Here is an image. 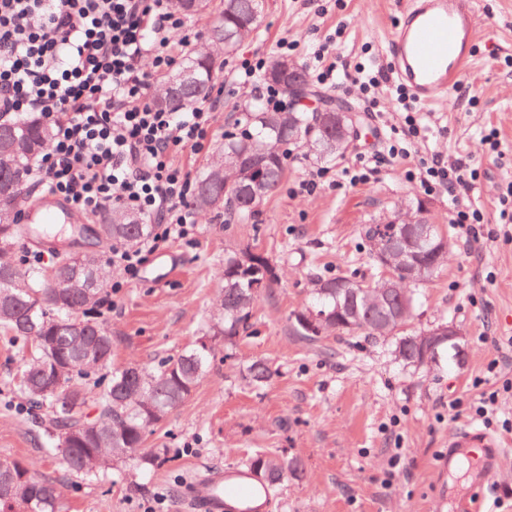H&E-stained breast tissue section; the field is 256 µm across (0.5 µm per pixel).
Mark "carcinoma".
Returning <instances> with one entry per match:
<instances>
[{"label": "carcinoma", "instance_id": "cac0c4a2", "mask_svg": "<svg viewBox=\"0 0 512 512\" xmlns=\"http://www.w3.org/2000/svg\"><path fill=\"white\" fill-rule=\"evenodd\" d=\"M187 14H214L210 42L224 53L241 43L239 32L251 36L260 16V0H234L228 11L225 0H203L201 7H181ZM183 67L193 71L191 80L170 89V79L160 86L155 104L162 108L188 111L205 100L212 89L220 64L210 49L186 52ZM323 114L301 109L297 112H268L259 99L244 106L241 119L248 131L224 139L220 154H238L245 167L237 170L238 192H224V181L215 175L222 167L214 162L198 182L192 202L198 211L224 210L231 223H245L263 199L281 182L285 173L286 147L305 141L318 151L328 137ZM51 140V130L37 112L22 119H0V329L21 346L24 365L12 386L30 403L46 409L38 422L48 441L46 451H63L69 472L90 475L115 462L132 460L140 470L164 461L162 453L144 448L146 434L166 418L168 411L185 400L200 384L215 356L214 345L195 341L182 353L166 357L152 367L129 364L111 367L112 336L104 323L92 316L101 289L67 283L78 257L58 254L49 270H40L15 256L18 235L17 213L29 174L36 159ZM151 224H126L124 213L114 211L99 225V238L107 250L112 241L138 246L151 234ZM363 233L370 242L369 262L377 271L383 267L375 251L389 249L401 236V225L385 224L378 241L372 225ZM272 268L259 253L245 252L224 260V293L217 309L213 335L232 338L248 328L250 313L261 288L269 287ZM342 287L325 290V283ZM403 299L393 294L382 304L374 303L355 280L327 277L315 280V309L330 319L324 334L336 330L360 333L371 338L392 334L394 310ZM396 351L407 363L418 364L415 346L408 336L398 337ZM92 404L94 415L80 409ZM262 465L273 473L264 479L269 492L276 491L286 475L298 473L293 460L258 452L251 468ZM56 484L39 477L31 468L14 460L0 461V512H59Z\"/></svg>", "mask_w": 512, "mask_h": 512}]
</instances>
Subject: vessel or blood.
Returning a JSON list of instances; mask_svg holds the SVG:
<instances>
[{"instance_id":"obj_1","label":"vessel or blood","mask_w":512,"mask_h":512,"mask_svg":"<svg viewBox=\"0 0 512 512\" xmlns=\"http://www.w3.org/2000/svg\"><path fill=\"white\" fill-rule=\"evenodd\" d=\"M477 29L474 0H409L388 41L386 57L391 77L421 104L444 97L474 55ZM77 217L70 204L50 194L22 209L26 226L66 224ZM469 453L475 461L474 479L483 484L508 450L487 431L466 427L449 437L441 470H450L458 456ZM198 482L201 492L190 501L192 512H232L239 500L269 496L250 470L239 467L208 471Z\"/></svg>"}]
</instances>
